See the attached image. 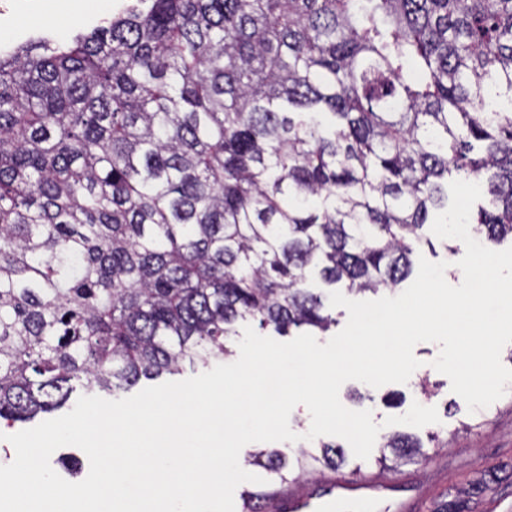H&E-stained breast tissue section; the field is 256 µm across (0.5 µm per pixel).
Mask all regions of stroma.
Segmentation results:
<instances>
[{
    "label": "stroma",
    "instance_id": "stroma-1",
    "mask_svg": "<svg viewBox=\"0 0 512 512\" xmlns=\"http://www.w3.org/2000/svg\"><path fill=\"white\" fill-rule=\"evenodd\" d=\"M112 13L113 0H17L11 13L0 15V42L14 46L46 34L63 37L79 25H101ZM439 351L436 343L417 344L414 355L421 365L407 383L374 388L351 380L339 391L346 408L371 411L377 424L406 414L415 403L436 407L437 423L411 430L425 442L417 456L390 466L379 462V450L365 460L349 451L339 471L310 476L297 483V490L319 493L327 479L341 472L393 480L395 498L418 502L420 512H503L512 502V389L490 406L469 412L449 378L432 366ZM425 386L430 389L426 395L421 392ZM433 433L444 447L427 445Z\"/></svg>",
    "mask_w": 512,
    "mask_h": 512
}]
</instances>
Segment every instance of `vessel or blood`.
I'll return each instance as SVG.
<instances>
[{
  "mask_svg": "<svg viewBox=\"0 0 512 512\" xmlns=\"http://www.w3.org/2000/svg\"><path fill=\"white\" fill-rule=\"evenodd\" d=\"M389 480L337 478L325 486L323 494L311 496L293 490L279 494L278 512H336L338 505L356 501L363 512H404L406 505L391 499Z\"/></svg>",
  "mask_w": 512,
  "mask_h": 512,
  "instance_id": "b4317fda",
  "label": "vessel or blood"
}]
</instances>
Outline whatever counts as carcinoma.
<instances>
[{
  "instance_id": "cac0c4a2",
  "label": "carcinoma",
  "mask_w": 512,
  "mask_h": 512,
  "mask_svg": "<svg viewBox=\"0 0 512 512\" xmlns=\"http://www.w3.org/2000/svg\"><path fill=\"white\" fill-rule=\"evenodd\" d=\"M472 176L473 237L512 239V0H137L0 55V420L224 361L241 321L328 331L311 281L396 290Z\"/></svg>"
}]
</instances>
